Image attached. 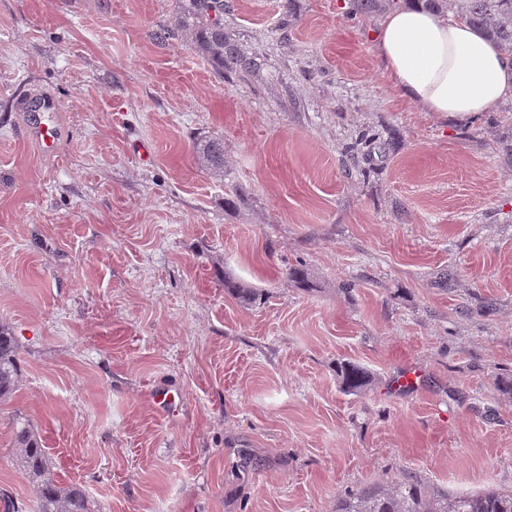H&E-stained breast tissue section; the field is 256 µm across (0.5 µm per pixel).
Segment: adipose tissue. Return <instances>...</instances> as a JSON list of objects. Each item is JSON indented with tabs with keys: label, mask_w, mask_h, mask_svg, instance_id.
Masks as SVG:
<instances>
[{
	"label": "adipose tissue",
	"mask_w": 512,
	"mask_h": 512,
	"mask_svg": "<svg viewBox=\"0 0 512 512\" xmlns=\"http://www.w3.org/2000/svg\"><path fill=\"white\" fill-rule=\"evenodd\" d=\"M376 47L395 86L426 111L467 116L512 99V59L423 0L388 7Z\"/></svg>",
	"instance_id": "obj_1"
}]
</instances>
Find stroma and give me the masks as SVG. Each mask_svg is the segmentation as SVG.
<instances>
[{"mask_svg": "<svg viewBox=\"0 0 512 512\" xmlns=\"http://www.w3.org/2000/svg\"><path fill=\"white\" fill-rule=\"evenodd\" d=\"M230 2L255 67L219 77L179 0H0V322L21 366L0 490L39 512L26 420L92 512H334L405 474L512 491V100L409 101L355 0ZM29 98L58 104L53 153ZM210 135L218 176L194 152ZM195 153L198 163L213 174L224 171V141L217 136L195 138ZM337 375L343 391L353 395L364 393L371 381L369 373L364 367L350 361L339 364Z\"/></svg>", "mask_w": 512, "mask_h": 512, "instance_id": "1", "label": "stroma"}]
</instances>
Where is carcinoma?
Listing matches in <instances>:
<instances>
[{
  "label": "carcinoma",
  "mask_w": 512,
  "mask_h": 512,
  "mask_svg": "<svg viewBox=\"0 0 512 512\" xmlns=\"http://www.w3.org/2000/svg\"><path fill=\"white\" fill-rule=\"evenodd\" d=\"M432 10L448 14L476 28L498 50L512 57V0H426ZM224 0H179L176 22L192 40L194 47L224 78V62L238 60L237 50L224 36V25L211 19V13H224ZM198 163L206 170L224 172V141L217 136L196 138ZM224 287L248 304L262 300L255 288L244 287L224 277ZM20 360L15 338L0 324V399L11 397L19 383ZM337 375L343 391L359 395L370 385L367 370L342 362ZM13 447L27 474L36 483L39 512H91L85 494L76 487H64L48 477L49 457L29 425L16 422ZM336 512H512V492L495 489L481 493L450 494L425 487L408 475L383 484L368 485L340 498Z\"/></svg>",
  "instance_id": "obj_1"
}]
</instances>
